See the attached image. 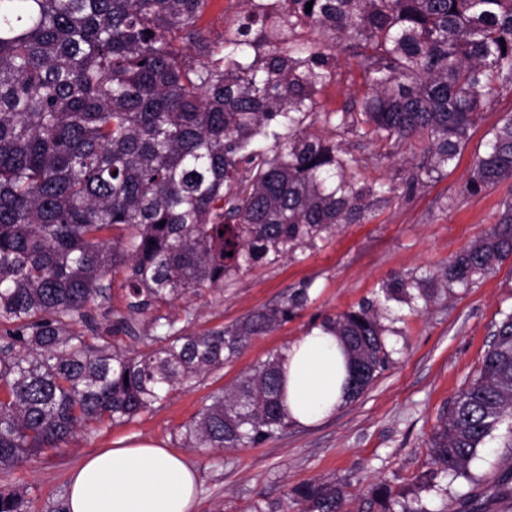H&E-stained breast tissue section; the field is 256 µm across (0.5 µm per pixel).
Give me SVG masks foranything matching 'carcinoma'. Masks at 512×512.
Wrapping results in <instances>:
<instances>
[{
    "instance_id": "1",
    "label": "carcinoma",
    "mask_w": 512,
    "mask_h": 512,
    "mask_svg": "<svg viewBox=\"0 0 512 512\" xmlns=\"http://www.w3.org/2000/svg\"><path fill=\"white\" fill-rule=\"evenodd\" d=\"M209 2L0 0V328L10 339L0 352L1 472L81 429L154 409L305 305L306 287L205 333L165 311L363 221L393 191L354 180L357 158L312 132L318 120L368 140L421 142L410 193L459 158L479 112L512 90V0H259L265 13L238 12L220 41L200 25ZM343 53L363 90L327 110L320 92ZM511 178L509 113L464 192ZM510 255L511 194L443 277L467 288ZM122 262L125 307L101 334L94 310ZM382 292L411 307L434 298L413 276ZM76 318L91 337L70 328ZM384 319L368 301L323 322L343 346L351 399L389 360ZM118 333L141 348L120 349ZM493 336L430 439L420 478L429 490L448 474L470 477L501 426L512 434V313ZM281 359L212 394L183 426L186 447L256 446L281 432ZM294 501L342 512L344 495L310 484ZM24 504L0 492V512Z\"/></svg>"
}]
</instances>
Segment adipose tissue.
<instances>
[{"instance_id":"obj_1","label":"adipose tissue","mask_w":512,"mask_h":512,"mask_svg":"<svg viewBox=\"0 0 512 512\" xmlns=\"http://www.w3.org/2000/svg\"><path fill=\"white\" fill-rule=\"evenodd\" d=\"M283 406L290 420L309 425L347 399L348 367L330 330L312 327L283 354ZM196 475L182 454L152 441L105 448L72 473L68 512H193Z\"/></svg>"}]
</instances>
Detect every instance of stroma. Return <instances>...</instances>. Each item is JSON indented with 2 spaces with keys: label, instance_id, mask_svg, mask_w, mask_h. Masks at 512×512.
<instances>
[{
  "label": "stroma",
  "instance_id": "stroma-1",
  "mask_svg": "<svg viewBox=\"0 0 512 512\" xmlns=\"http://www.w3.org/2000/svg\"><path fill=\"white\" fill-rule=\"evenodd\" d=\"M512 113V91L479 114L459 159L438 179L412 194L404 182L420 160L419 142L391 146L337 133L341 147L359 161L358 181L391 186L387 201L374 204L360 223L336 232L299 258L243 272L225 291L205 289L175 304L190 314V329L204 333L285 302L309 290L305 306L274 330L253 337L220 370L132 421L81 432L57 452L0 472V490L25 493L26 512H66L70 471L91 452L120 439H148L183 452L198 476L196 512H296L293 488L307 483L341 486L343 512H378L372 491L391 488L398 503L421 504L425 512H512L503 481L512 476V448L497 430L471 461L470 479H443V492L419 483L430 462L429 439L449 403L476 376L492 341L495 323L512 312V256L467 289L444 294L442 270L494 225L512 179L478 195L462 194L473 161L491 133ZM430 277L437 298L411 309L390 302L396 332L388 336L391 361L373 384L335 415L314 426L289 422L276 437L250 448L196 450L181 431L212 393L241 377L303 336L325 317L381 298L398 276Z\"/></svg>",
  "mask_w": 512,
  "mask_h": 512
}]
</instances>
